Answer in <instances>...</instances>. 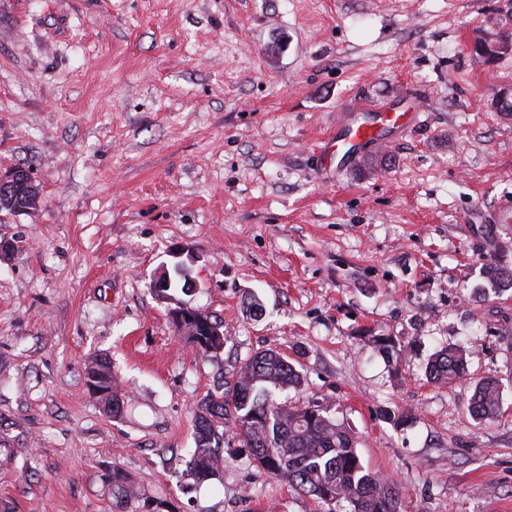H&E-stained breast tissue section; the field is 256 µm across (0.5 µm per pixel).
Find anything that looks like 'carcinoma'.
<instances>
[{
  "label": "carcinoma",
  "mask_w": 512,
  "mask_h": 512,
  "mask_svg": "<svg viewBox=\"0 0 512 512\" xmlns=\"http://www.w3.org/2000/svg\"><path fill=\"white\" fill-rule=\"evenodd\" d=\"M483 276L496 292L512 288V269L495 261L485 263ZM207 324H198V335L185 340L199 353L217 354L223 336H207ZM372 342L387 359L400 356L389 336H373ZM467 350L445 346L432 355L426 376L433 383L451 385L468 376ZM85 381L99 395L107 413L119 417L123 404L104 359L86 364ZM301 373L290 358L277 350L256 352L236 371V380L224 393L210 394L198 403L194 417L195 448L185 460L187 475L202 483L224 468L220 451L225 432L249 449L258 467L313 497L323 505L345 502L349 512H399V495L387 482L362 463L355 438L336 422L329 411L313 400L301 404L279 403L275 391L298 388ZM502 384L493 376L474 382L469 405L472 417L484 424L499 420ZM112 495L122 503H135L139 512H161L163 503L144 496L121 469L106 473Z\"/></svg>",
  "instance_id": "1"
}]
</instances>
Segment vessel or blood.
Returning a JSON list of instances; mask_svg holds the SVG:
<instances>
[{
  "instance_id": "obj_1",
  "label": "vessel or blood",
  "mask_w": 512,
  "mask_h": 512,
  "mask_svg": "<svg viewBox=\"0 0 512 512\" xmlns=\"http://www.w3.org/2000/svg\"><path fill=\"white\" fill-rule=\"evenodd\" d=\"M410 118L403 112H375L363 116L359 112H345L336 121V130L320 146L318 175L327 180L333 177V160H353L370 149L383 146L390 133L409 127Z\"/></svg>"
}]
</instances>
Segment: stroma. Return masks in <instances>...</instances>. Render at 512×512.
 <instances>
[{
    "mask_svg": "<svg viewBox=\"0 0 512 512\" xmlns=\"http://www.w3.org/2000/svg\"><path fill=\"white\" fill-rule=\"evenodd\" d=\"M482 28L512 30V0H0V170L40 191L0 211V512H124L115 466L162 512H322L235 442L219 478L185 473L195 405L263 349L402 512H512V290L481 274L512 267V224L487 221L512 198V54L482 65ZM410 105L386 149L316 178L338 112ZM176 247L220 353L150 288ZM448 344L502 380L498 423L469 383L427 382ZM101 356L118 418L85 385ZM0 188L2 194H7L11 191H16L20 188H27V191L36 197L35 208L22 209L23 212H28L37 208L39 203V193L32 180L31 174L23 167L10 168L8 170H0ZM483 276L494 292L506 291L512 288V269L502 266L496 261L485 263Z\"/></svg>",
    "mask_w": 512,
    "mask_h": 512,
    "instance_id": "1",
    "label": "stroma"
}]
</instances>
